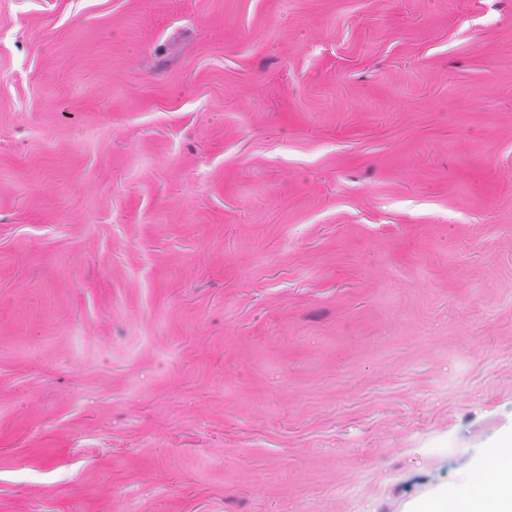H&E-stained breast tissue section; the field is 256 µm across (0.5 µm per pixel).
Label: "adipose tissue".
<instances>
[{
	"label": "adipose tissue",
	"mask_w": 512,
	"mask_h": 512,
	"mask_svg": "<svg viewBox=\"0 0 512 512\" xmlns=\"http://www.w3.org/2000/svg\"><path fill=\"white\" fill-rule=\"evenodd\" d=\"M419 512H512V466L501 468L494 482L477 484L465 494L450 491L432 498Z\"/></svg>",
	"instance_id": "ef3b65f1"
}]
</instances>
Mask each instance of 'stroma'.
<instances>
[{"label":"stroma","mask_w":512,"mask_h":512,"mask_svg":"<svg viewBox=\"0 0 512 512\" xmlns=\"http://www.w3.org/2000/svg\"><path fill=\"white\" fill-rule=\"evenodd\" d=\"M512 438V0H0V512H414Z\"/></svg>","instance_id":"1"}]
</instances>
